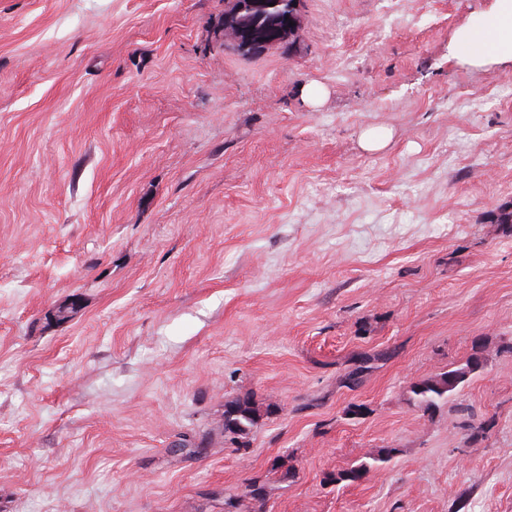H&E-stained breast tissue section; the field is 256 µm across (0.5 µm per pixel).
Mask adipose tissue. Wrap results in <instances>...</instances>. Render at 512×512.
<instances>
[{
    "instance_id": "ef3b65f1",
    "label": "adipose tissue",
    "mask_w": 512,
    "mask_h": 512,
    "mask_svg": "<svg viewBox=\"0 0 512 512\" xmlns=\"http://www.w3.org/2000/svg\"><path fill=\"white\" fill-rule=\"evenodd\" d=\"M461 40L474 62H512V0H495L492 11L465 30Z\"/></svg>"
}]
</instances>
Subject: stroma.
<instances>
[{"instance_id":"35a3bbf8","label":"stroma","mask_w":512,"mask_h":512,"mask_svg":"<svg viewBox=\"0 0 512 512\" xmlns=\"http://www.w3.org/2000/svg\"><path fill=\"white\" fill-rule=\"evenodd\" d=\"M493 3L245 52L228 0H0V512H512V68L450 55ZM469 365H480V360L477 355H473L459 368L448 370L437 376L425 378L413 383L410 387V393L414 405H417L423 411L431 412L439 408L442 404L447 403L448 397L471 375L467 376L465 371ZM451 375L461 377L460 381L452 385L450 380ZM259 417V410L252 399L229 400L224 405V438L244 446ZM395 451L391 448H384L377 457L371 458V461L363 460L353 464L348 468L336 473V483L355 484L361 482L366 475L377 466L378 463H386L392 459Z\"/></svg>"}]
</instances>
